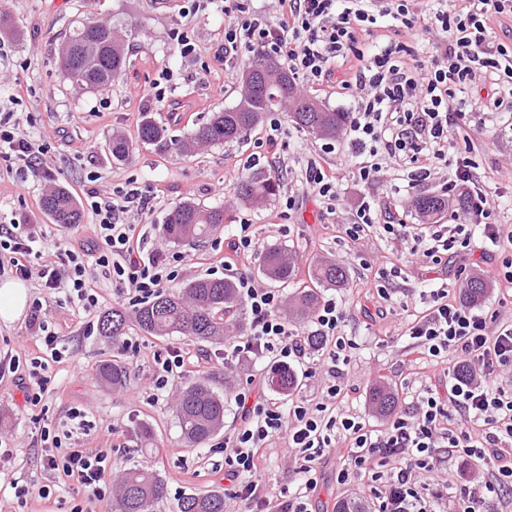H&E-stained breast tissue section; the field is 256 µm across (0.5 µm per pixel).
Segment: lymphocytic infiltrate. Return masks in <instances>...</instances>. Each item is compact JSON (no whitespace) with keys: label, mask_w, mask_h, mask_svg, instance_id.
<instances>
[{"label":"lymphocytic infiltrate","mask_w":512,"mask_h":512,"mask_svg":"<svg viewBox=\"0 0 512 512\" xmlns=\"http://www.w3.org/2000/svg\"><path fill=\"white\" fill-rule=\"evenodd\" d=\"M224 42L220 53L242 52L282 57L294 77L305 84L337 83L352 99L345 131V154L353 179L369 187L379 182L382 162H410V185L427 181L445 167V193L467 195L463 217L454 228L416 233L405 220H381L375 202L363 196L346 238L359 242L375 231L413 238L416 255L437 259L454 247H469L473 235L494 246L500 262L488 272L495 282L512 286V226L494 213L512 184V172L486 176L469 157L449 150L456 134L486 126L485 115L498 113L501 132L512 133V34L494 36L491 21L512 16V0H276L275 16L255 8L252 0H224ZM489 78L498 92L475 98L470 110L458 107L476 76ZM51 149L45 138L21 127L14 110H0V172L27 181L42 169ZM318 197L335 213L340 184L320 159L307 163L297 190L280 207L293 210L298 192ZM150 200L141 191L113 187L91 190L88 217L93 244L75 248L70 240L51 238L28 224H0V276L35 282L46 291L65 290L87 315L100 306L96 285L110 280L123 302L137 306L176 282L184 254L148 246L135 222ZM259 242L249 223L235 225L212 260L231 273L249 312L247 332L231 338L225 360L272 357L278 362L309 358L303 332L279 315L281 295L254 278L250 265ZM344 303L323 299L313 316L315 335L325 346L312 360L309 375H322L321 399L288 406L261 394L241 393L235 402L241 426L224 440V494L241 512H312V497L322 480L330 448L342 445L336 483L351 486L367 477L381 482L374 512H506L512 494V317L496 309L485 312L449 300L448 291H431L424 310L401 328L408 366L444 363L457 378L447 390L429 385L379 429L344 413L345 368L354 347L343 336ZM310 359V358H309ZM155 389H171L189 374L190 354L180 348L154 353ZM45 364L18 357L0 358V378H17L27 406L41 405L47 391ZM41 466L104 499L112 492V463L99 448H81L68 429L42 432ZM282 444L297 464L296 487L275 489L257 465L263 449ZM486 469L480 483L462 486L453 504L419 485L418 474L438 473L450 457Z\"/></svg>","instance_id":"lymphocytic-infiltrate-1"}]
</instances>
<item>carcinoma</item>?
Returning a JSON list of instances; mask_svg holds the SVG:
<instances>
[{
    "instance_id": "carcinoma-1",
    "label": "carcinoma",
    "mask_w": 512,
    "mask_h": 512,
    "mask_svg": "<svg viewBox=\"0 0 512 512\" xmlns=\"http://www.w3.org/2000/svg\"><path fill=\"white\" fill-rule=\"evenodd\" d=\"M126 35L112 24L94 16L75 22L64 35L57 50L62 72L72 86L84 93L101 92L127 71ZM250 77L242 78L239 97L230 106L210 113L186 138L177 139L167 126L145 113L134 136L117 133L109 141L112 159H128L139 145L152 146L160 153L173 152L183 157L200 148L244 142L269 112H282L294 128L323 140H334L344 129L348 114L325 107L318 100L301 93L294 77L278 60L263 55L248 63ZM278 184L255 173L241 178L234 187L237 199L260 207L276 195ZM42 211L61 226L81 221L78 201L62 186L47 191L41 200ZM414 208L425 221L448 210V195L425 194L414 201ZM227 209L203 208L186 201L166 216L164 236L172 242L201 244L223 226ZM296 254L282 245H271L260 254L259 269L270 283L279 284L297 278ZM309 285L290 298V313L297 319L317 309L318 289L346 286L348 275L342 265L318 259L308 267ZM490 284L481 274L471 275L460 289L463 300L477 305L488 295ZM158 337L183 336L195 342L220 343L231 327L242 326L240 297L236 284L228 278H200L184 287L162 293L132 312L122 308L104 311L98 318V334L114 340L126 335L130 325ZM95 378L103 386L120 387L127 382L128 367L122 361L105 359L95 368ZM279 381L276 390L291 395L299 387L295 372L279 367L269 374ZM370 408L388 417L395 413L399 396L385 383H377L368 395ZM177 424L183 442L189 447L206 444L224 427V397L214 390L212 374L202 373L177 401ZM167 495L166 480L155 470L134 466L125 471L115 503V512H152ZM224 495L217 492L185 494L179 500V512H224Z\"/></svg>"
}]
</instances>
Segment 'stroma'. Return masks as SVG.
<instances>
[{
	"mask_svg": "<svg viewBox=\"0 0 512 512\" xmlns=\"http://www.w3.org/2000/svg\"><path fill=\"white\" fill-rule=\"evenodd\" d=\"M182 4L183 0H0V18L17 32L8 41V57L0 58V100L10 95L14 82L24 85L26 94L19 110L30 115L33 132L51 142L45 165L55 184L69 189L76 199H83L91 173L97 175L96 187L101 191L129 182L150 187L156 196L154 208L139 218L150 243L163 241L166 214L191 200L203 207L225 206L230 214L225 229L250 220L260 246L280 244L292 249L300 268H308L317 258L344 265L348 285L336 289L335 295L351 302L343 332L357 347L352 352L347 379L359 391L343 407L363 417L368 425L381 426V419L368 409L370 387L387 381L398 389L405 403L411 388L424 385L433 373L425 364L412 369L403 365L402 342L396 337L410 313L421 310L420 291L444 283L449 297L458 298L460 284L473 272L484 271L493 254L460 248L436 265L425 260L409 261V245L376 233L361 246L348 242L342 225L349 222L363 194L374 197L387 215L400 213L407 223L414 224L418 221L415 197L440 192L447 172L437 171L423 185L403 195L397 188L403 185L407 173L391 160L381 181L365 188L354 183L342 151L322 154L321 140L286 121L275 132L269 120H262L244 143L216 145L192 157L162 154L143 145L129 160L114 161L108 150L113 129L134 133L142 113H151L169 126L172 135L183 138L195 130L203 116L233 104L239 95L240 77L249 55L222 60L213 57L224 39L223 13L210 10L185 22L179 14ZM82 11L133 30L128 40L129 72L113 82L104 96L73 91L55 63L58 45ZM180 23L186 24L196 46L195 58L181 57L171 38L172 29ZM166 70L173 78L164 85L163 101L143 99V89ZM274 133L285 145L283 157L291 172L290 177L281 178V190L290 188L291 177L300 176L310 157L323 156L325 165L340 179L341 201L335 216H327L325 204L311 195L299 196L295 211L284 222L278 217L279 198H272L261 210L236 199L234 186L241 177L268 171L264 155L267 138ZM42 194L39 178H29L21 185L8 177L0 179V220L16 219L40 225L44 233H57L58 225L41 209ZM392 265L402 269L397 284L403 296L400 302L386 306L367 283L378 268ZM29 295L43 297L47 319L58 332L65 355L61 361L48 364L42 412L23 406L22 394L12 377L0 379V436L12 443L9 459L0 460V512H71L74 506L86 504L93 512H112L111 499L88 501L82 488L43 470L37 461L43 426L66 420L76 406L87 411L94 427L75 433V442L107 451L114 474L142 464L165 477L168 495L155 505L154 512H179L178 500L187 493L223 490L224 438L240 423L235 398L253 387L267 399H275V392L266 384L271 360L246 358L228 363L223 345L196 343L179 336H149L133 327L128 335L141 347L140 355L135 357L122 353L111 339L96 334L83 336L85 315L78 305L67 302L64 294L42 293L33 287ZM168 347H184L196 354L198 371L216 372L215 385L223 390L224 428L205 447L190 448L183 443L174 399L156 402L151 398L152 355ZM6 354L23 360L40 356L37 338L28 329L26 318L9 325L0 323V355ZM113 357L123 359L129 367L126 385L117 389L102 386L94 378L98 362ZM143 424L153 428L156 448H142L138 430ZM18 485H49L53 492L46 499L35 495L20 499L14 494ZM346 495L369 499L366 481L339 488L336 463L327 461L313 498L315 512H335L337 499Z\"/></svg>",
	"mask_w": 512,
	"mask_h": 512,
	"instance_id": "stroma-1",
	"label": "stroma"
}]
</instances>
